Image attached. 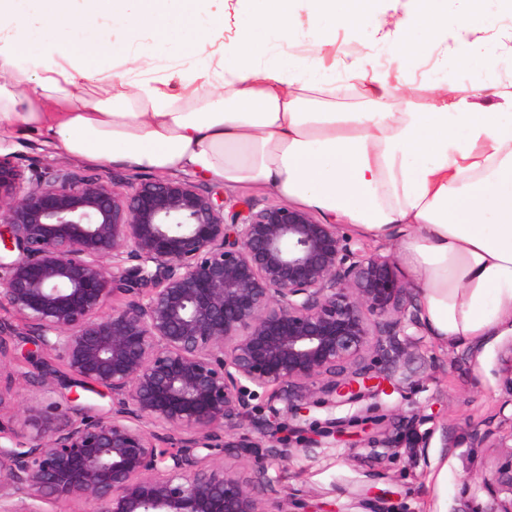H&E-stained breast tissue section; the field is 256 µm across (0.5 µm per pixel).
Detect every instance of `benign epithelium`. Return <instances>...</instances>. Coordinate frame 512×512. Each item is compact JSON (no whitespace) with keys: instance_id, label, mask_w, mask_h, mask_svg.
Listing matches in <instances>:
<instances>
[{"instance_id":"benign-epithelium-1","label":"benign epithelium","mask_w":512,"mask_h":512,"mask_svg":"<svg viewBox=\"0 0 512 512\" xmlns=\"http://www.w3.org/2000/svg\"><path fill=\"white\" fill-rule=\"evenodd\" d=\"M189 179H142L128 191L64 173L27 182L0 156V306L24 317L39 347L112 397V416L64 424L46 411L25 448H0V512L81 501L84 512H272L258 486L291 448L348 437L385 456L401 433L384 415L298 437L310 403L335 407L377 383L370 353L396 363L420 307L392 255L351 248L339 225L285 202L225 210ZM121 293L120 307L106 312ZM266 400L259 436L225 424ZM193 434L161 448L148 426ZM259 468L248 483L220 457ZM23 490L25 497L15 501Z\"/></svg>"}]
</instances>
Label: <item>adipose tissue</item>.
<instances>
[{
	"label": "adipose tissue",
	"instance_id": "adipose-tissue-1",
	"mask_svg": "<svg viewBox=\"0 0 512 512\" xmlns=\"http://www.w3.org/2000/svg\"><path fill=\"white\" fill-rule=\"evenodd\" d=\"M492 6L512 19V0H0V134L266 186L396 241L429 336L479 344L512 328V87L480 109L501 64L480 38ZM303 27L311 51L285 50ZM366 28L399 66L441 42L479 79L452 96L435 65L422 104L365 56L325 63L338 32ZM349 80L363 101L337 108Z\"/></svg>",
	"mask_w": 512,
	"mask_h": 512
}]
</instances>
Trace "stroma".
Returning <instances> with one entry per match:
<instances>
[{
    "instance_id": "obj_1",
    "label": "stroma",
    "mask_w": 512,
    "mask_h": 512,
    "mask_svg": "<svg viewBox=\"0 0 512 512\" xmlns=\"http://www.w3.org/2000/svg\"><path fill=\"white\" fill-rule=\"evenodd\" d=\"M0 155L11 158L31 182L72 171L123 190L144 177L140 171L71 159L26 132L1 135ZM0 325L13 333L6 369L0 373V386L10 390L0 406V445L18 448L35 435V426L22 412L30 404L51 407L62 421L85 413L111 416V399L84 389L52 350L39 354L52 371L54 387L46 389L40 370L29 362L26 342L18 338L28 332V323L0 306ZM405 343L394 373L400 381L397 391L369 395L351 406L309 407L305 432L314 434L332 419L403 415L423 405L434 416L430 432L423 436L424 447L399 448L392 458H375L343 443L294 449L267 493L272 507L286 512H296L302 504L312 512H488L494 503L512 499V487L487 488L481 483L488 471L512 467V450L492 445L512 417L503 386V370L512 364V331H500L476 347L443 346L422 329ZM440 478L445 481L441 488L436 485Z\"/></svg>"
}]
</instances>
